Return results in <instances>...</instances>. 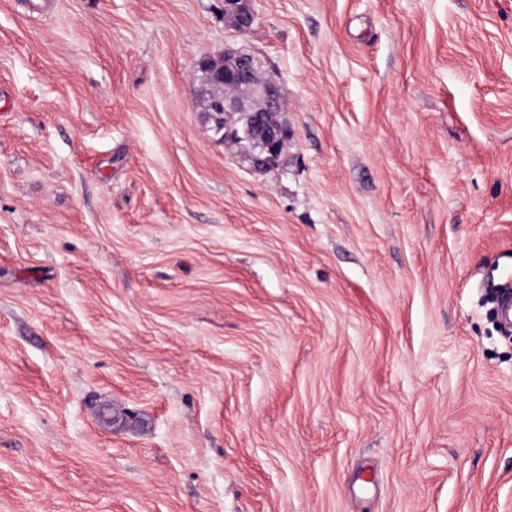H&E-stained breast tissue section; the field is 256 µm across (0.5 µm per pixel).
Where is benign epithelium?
Masks as SVG:
<instances>
[{
	"label": "benign epithelium",
	"instance_id": "7a95c632",
	"mask_svg": "<svg viewBox=\"0 0 512 512\" xmlns=\"http://www.w3.org/2000/svg\"><path fill=\"white\" fill-rule=\"evenodd\" d=\"M230 9L235 27L248 31L254 22V13L249 0H225ZM218 81L224 84V90L233 94L216 98L211 111L218 116L226 112H236L249 116L256 124L267 123L268 116L280 111V95L274 84L259 83L253 58L244 53L232 57L224 69L215 73ZM288 141V128L281 125L269 127L266 139L260 151L254 156L255 167L265 169L275 164L280 158Z\"/></svg>",
	"mask_w": 512,
	"mask_h": 512
}]
</instances>
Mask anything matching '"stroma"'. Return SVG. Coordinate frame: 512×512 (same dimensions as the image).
<instances>
[{
	"label": "stroma",
	"instance_id": "35a3bbf8",
	"mask_svg": "<svg viewBox=\"0 0 512 512\" xmlns=\"http://www.w3.org/2000/svg\"><path fill=\"white\" fill-rule=\"evenodd\" d=\"M250 5L0 0V512H512V0ZM249 2L248 0H225L233 15L235 27L241 32L248 31L254 22V13ZM218 81L224 84V91L231 90L232 95L216 98L211 112L223 118L224 112H236L248 115L255 124L264 125L268 116L280 111V95L275 84H260L253 58L244 53L233 56L224 71L215 73ZM257 96L259 104H255ZM287 141L288 128L282 125L270 126L259 153L253 158L255 167L265 169L275 164L280 158Z\"/></svg>",
	"mask_w": 512,
	"mask_h": 512
}]
</instances>
